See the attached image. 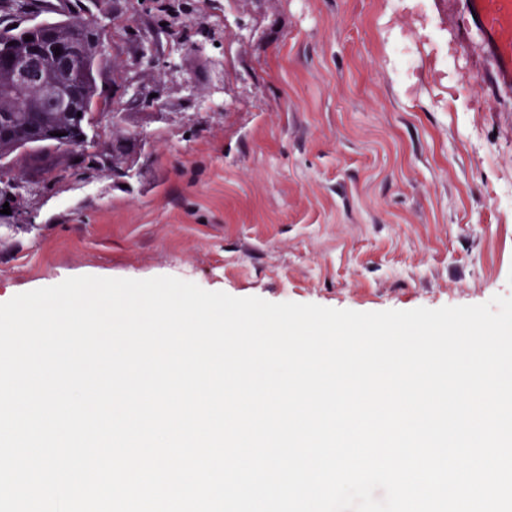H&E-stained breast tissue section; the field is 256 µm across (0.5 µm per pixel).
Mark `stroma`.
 I'll use <instances>...</instances> for the list:
<instances>
[{
    "label": "stroma",
    "mask_w": 512,
    "mask_h": 512,
    "mask_svg": "<svg viewBox=\"0 0 512 512\" xmlns=\"http://www.w3.org/2000/svg\"><path fill=\"white\" fill-rule=\"evenodd\" d=\"M156 6L86 0L102 98L118 62L157 100L99 130L142 142L125 180L71 169L0 213V294L172 276L359 312L512 296V86L469 0H196L176 37Z\"/></svg>",
    "instance_id": "1"
}]
</instances>
